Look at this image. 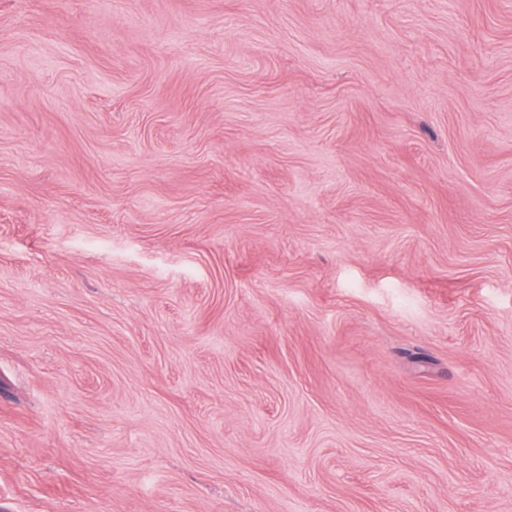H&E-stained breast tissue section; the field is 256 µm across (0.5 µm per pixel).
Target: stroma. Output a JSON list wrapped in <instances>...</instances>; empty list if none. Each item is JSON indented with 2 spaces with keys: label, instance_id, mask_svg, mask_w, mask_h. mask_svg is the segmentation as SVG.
Segmentation results:
<instances>
[{
  "label": "stroma",
  "instance_id": "35a3bbf8",
  "mask_svg": "<svg viewBox=\"0 0 512 512\" xmlns=\"http://www.w3.org/2000/svg\"><path fill=\"white\" fill-rule=\"evenodd\" d=\"M0 512H512V0H0Z\"/></svg>",
  "mask_w": 512,
  "mask_h": 512
}]
</instances>
